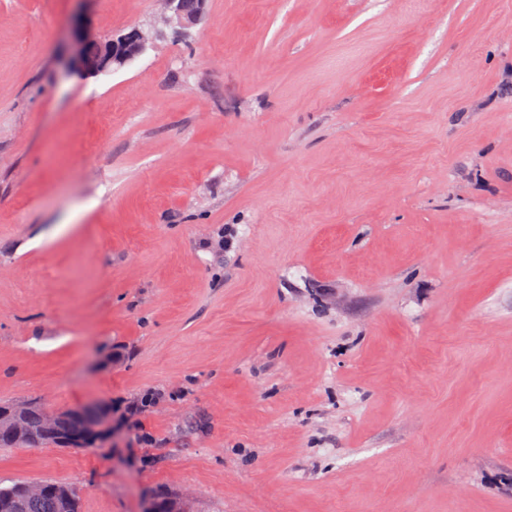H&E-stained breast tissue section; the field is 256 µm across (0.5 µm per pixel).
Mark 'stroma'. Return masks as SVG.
Wrapping results in <instances>:
<instances>
[{"label":"stroma","instance_id":"obj_1","mask_svg":"<svg viewBox=\"0 0 512 512\" xmlns=\"http://www.w3.org/2000/svg\"><path fill=\"white\" fill-rule=\"evenodd\" d=\"M152 44L101 78L70 23ZM0 0V448L81 512H512V0ZM155 403L139 426L125 407ZM164 2L166 22L186 28L196 24L201 16L202 0H161ZM191 2L192 5H189ZM41 409H42V412L44 415V423L47 428H52L57 423L59 418L63 414H65L67 411H49V410H46V409L35 404V406L31 409V412L29 413L28 418L26 420L27 427L39 436V438L43 444L42 446H48V445L55 446L54 444L56 442V435L53 433L43 432L41 429V427H42ZM40 440L37 437H33V436L29 437L28 438V445H29L28 447H30V448L40 447Z\"/></svg>","mask_w":512,"mask_h":512}]
</instances>
